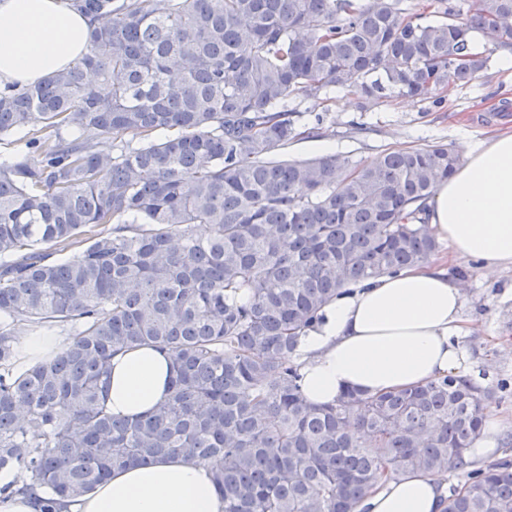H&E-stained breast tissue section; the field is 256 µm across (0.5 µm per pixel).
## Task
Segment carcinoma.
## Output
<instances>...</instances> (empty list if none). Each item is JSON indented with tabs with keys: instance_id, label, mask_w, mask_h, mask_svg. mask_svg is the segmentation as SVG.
Instances as JSON below:
<instances>
[{
	"instance_id": "obj_1",
	"label": "carcinoma",
	"mask_w": 512,
	"mask_h": 512,
	"mask_svg": "<svg viewBox=\"0 0 512 512\" xmlns=\"http://www.w3.org/2000/svg\"><path fill=\"white\" fill-rule=\"evenodd\" d=\"M71 6L95 22L88 51L0 91V137L27 138L0 162V470L23 474L14 491L54 512L116 469L182 456L212 468L224 512H353L382 480L462 464L489 392L447 375L316 406L293 359L340 290L429 259L422 214L459 155L268 156L300 135L294 97L442 103L487 68L473 34L512 48V0H464L436 22L402 0ZM72 322L51 361L12 373L19 327ZM137 344L168 351L176 376L129 422L105 388L112 356ZM445 512H512V460L473 471Z\"/></svg>"
}]
</instances>
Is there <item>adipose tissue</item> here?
<instances>
[{
	"instance_id": "adipose-tissue-1",
	"label": "adipose tissue",
	"mask_w": 512,
	"mask_h": 512,
	"mask_svg": "<svg viewBox=\"0 0 512 512\" xmlns=\"http://www.w3.org/2000/svg\"><path fill=\"white\" fill-rule=\"evenodd\" d=\"M92 20L68 0H0V89L30 86L63 70L88 49ZM426 222L448 247V260L418 265L350 286L301 336L296 360L309 402L326 405L348 390L369 394L414 387L453 375L469 378L461 315L464 294L449 261H478L483 279L512 270V132L469 142L455 171L439 179ZM62 328H30L20 337L17 374L61 349ZM173 359L138 345L113 357L106 404L136 419L170 394ZM444 485L420 471L382 483L355 512H443ZM63 512H224L210 467L164 458L113 471Z\"/></svg>"
}]
</instances>
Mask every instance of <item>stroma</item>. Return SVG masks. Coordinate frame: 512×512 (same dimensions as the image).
Masks as SVG:
<instances>
[{
	"instance_id": "1",
	"label": "stroma",
	"mask_w": 512,
	"mask_h": 512,
	"mask_svg": "<svg viewBox=\"0 0 512 512\" xmlns=\"http://www.w3.org/2000/svg\"><path fill=\"white\" fill-rule=\"evenodd\" d=\"M491 51L488 69L468 85L448 89L439 106L403 98L365 105L350 92L336 91L325 110L314 100L297 98L292 106L298 125L317 127L318 134L288 142L272 158L305 160L330 150L368 161L391 150L435 144L461 151L470 140L512 131V68L503 65L512 51ZM451 271L466 275L463 316L471 325L463 339L467 366L477 386L492 390L490 411L512 415V271L490 282L477 277L468 262Z\"/></svg>"
}]
</instances>
